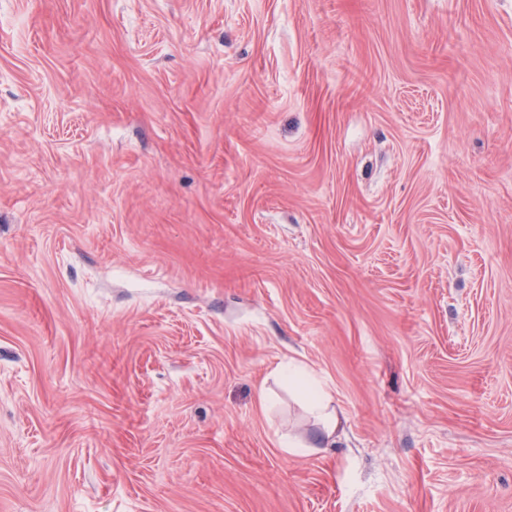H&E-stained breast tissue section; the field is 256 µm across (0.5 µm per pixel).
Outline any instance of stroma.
Returning <instances> with one entry per match:
<instances>
[{
    "label": "stroma",
    "instance_id": "35a3bbf8",
    "mask_svg": "<svg viewBox=\"0 0 512 512\" xmlns=\"http://www.w3.org/2000/svg\"><path fill=\"white\" fill-rule=\"evenodd\" d=\"M0 512H512V0H0ZM276 377L293 389L307 413L314 419L320 430L323 447H314L305 438L288 435L280 447L293 456L307 454L312 448H330L338 439L339 413L335 398L324 380L305 365L295 360L281 363L276 368Z\"/></svg>",
    "mask_w": 512,
    "mask_h": 512
}]
</instances>
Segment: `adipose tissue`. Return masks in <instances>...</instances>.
<instances>
[{
  "instance_id": "adipose-tissue-1",
  "label": "adipose tissue",
  "mask_w": 512,
  "mask_h": 512,
  "mask_svg": "<svg viewBox=\"0 0 512 512\" xmlns=\"http://www.w3.org/2000/svg\"><path fill=\"white\" fill-rule=\"evenodd\" d=\"M276 377L293 389L307 413L320 430L323 447L335 445L338 439L339 413L335 398L324 380L300 362L291 360L279 364Z\"/></svg>"
}]
</instances>
